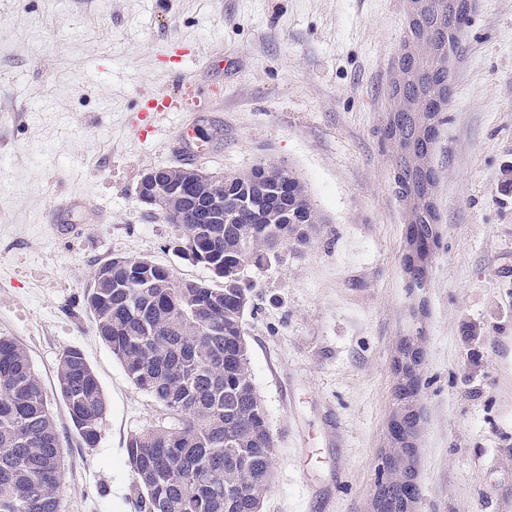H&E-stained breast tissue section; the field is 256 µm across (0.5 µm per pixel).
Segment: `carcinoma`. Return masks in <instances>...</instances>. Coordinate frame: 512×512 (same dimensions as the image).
Listing matches in <instances>:
<instances>
[{
	"mask_svg": "<svg viewBox=\"0 0 512 512\" xmlns=\"http://www.w3.org/2000/svg\"><path fill=\"white\" fill-rule=\"evenodd\" d=\"M430 27L409 26L421 51L405 54L391 86L395 120L384 139L396 146L394 182L417 246V285L426 256L440 241L431 163L443 110L451 101L448 60L459 48L469 0H427ZM180 188L157 208L180 231L178 251L222 280L177 277L147 258L119 256L91 273L86 306L97 335L128 379L167 412L132 435L126 455L134 477L135 512H260L273 476L275 442L248 365L242 319L251 301L249 272L307 247L321 219L304 183L290 170L259 164L224 175V221L206 220L208 185L192 166L154 170ZM414 367L394 389L390 448L378 481L383 512H409L420 491L413 482L420 350L403 344ZM57 382L80 439L100 438L106 401L93 368L77 349L65 351ZM65 475L61 440L41 380L26 350L0 336V512H60Z\"/></svg>",
	"mask_w": 512,
	"mask_h": 512,
	"instance_id": "1",
	"label": "carcinoma"
}]
</instances>
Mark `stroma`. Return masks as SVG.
Returning <instances> with one entry per match:
<instances>
[{
  "label": "stroma",
  "mask_w": 512,
  "mask_h": 512,
  "mask_svg": "<svg viewBox=\"0 0 512 512\" xmlns=\"http://www.w3.org/2000/svg\"><path fill=\"white\" fill-rule=\"evenodd\" d=\"M432 163L441 240L425 287L404 271L405 207L382 135L408 0H0V336L27 351L62 441V512H133L131 435L161 406L97 336L95 265L144 256L212 281L138 197L141 177L263 162L306 184L322 223L252 271L249 368L274 437L261 512H371L404 337L423 334L416 512H512V0H472ZM198 104L137 138L147 98ZM80 234H53L54 207ZM80 350L107 401L84 445L57 382Z\"/></svg>",
  "instance_id": "35a3bbf8"
}]
</instances>
